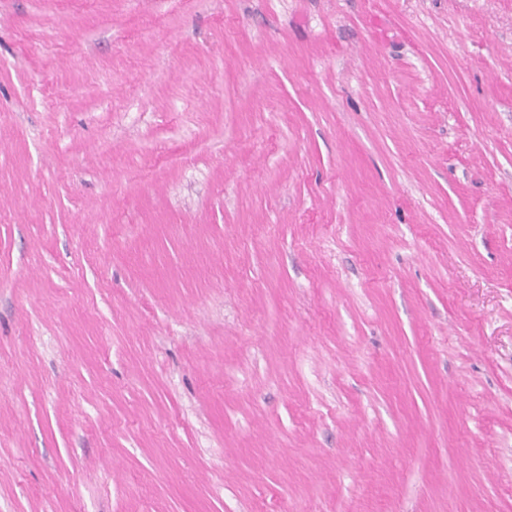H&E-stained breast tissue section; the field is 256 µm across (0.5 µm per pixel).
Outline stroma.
Returning <instances> with one entry per match:
<instances>
[{"mask_svg": "<svg viewBox=\"0 0 512 512\" xmlns=\"http://www.w3.org/2000/svg\"><path fill=\"white\" fill-rule=\"evenodd\" d=\"M0 512H512V0H0Z\"/></svg>", "mask_w": 512, "mask_h": 512, "instance_id": "1", "label": "stroma"}]
</instances>
